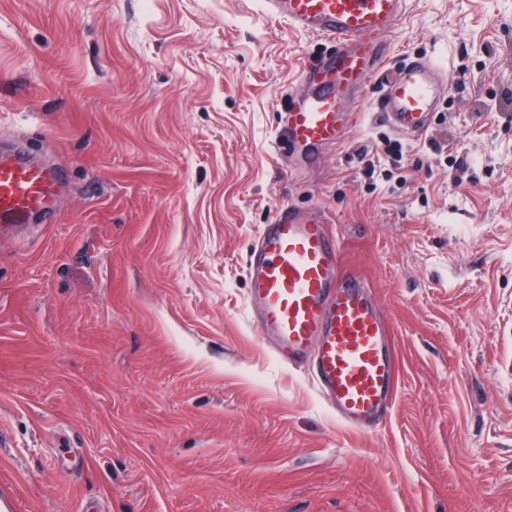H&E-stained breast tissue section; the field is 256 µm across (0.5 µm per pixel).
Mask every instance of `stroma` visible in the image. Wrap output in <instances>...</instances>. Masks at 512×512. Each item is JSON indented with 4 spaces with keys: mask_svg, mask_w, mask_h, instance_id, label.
<instances>
[{
    "mask_svg": "<svg viewBox=\"0 0 512 512\" xmlns=\"http://www.w3.org/2000/svg\"><path fill=\"white\" fill-rule=\"evenodd\" d=\"M389 42L448 69L426 134L371 84L295 176L271 145L320 37L257 0H0V145L66 171L0 227V512H512V0H410ZM288 203L391 333L374 431L250 318Z\"/></svg>",
    "mask_w": 512,
    "mask_h": 512,
    "instance_id": "1",
    "label": "stroma"
}]
</instances>
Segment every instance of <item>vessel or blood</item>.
Masks as SVG:
<instances>
[{
  "label": "vessel or blood",
  "instance_id": "b4317fda",
  "mask_svg": "<svg viewBox=\"0 0 512 512\" xmlns=\"http://www.w3.org/2000/svg\"><path fill=\"white\" fill-rule=\"evenodd\" d=\"M264 13L319 36L326 50L298 74L304 95L280 115L275 148L293 149L305 169L339 145L349 128L346 101L366 82L381 90L371 107L395 131L415 137L448 84L447 70L427 56L390 66L388 36L406 0H261ZM64 174L0 150V224H23L55 198ZM249 306L276 358L311 377L337 418L361 431L377 428L395 397L398 359L364 280L342 272L340 247L316 209L279 206L249 259Z\"/></svg>",
  "mask_w": 512,
  "mask_h": 512
}]
</instances>
